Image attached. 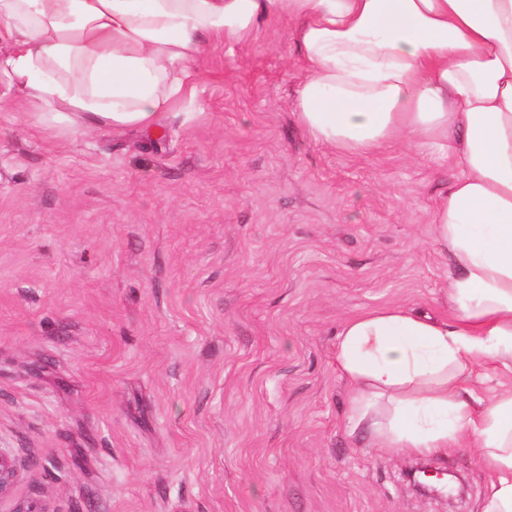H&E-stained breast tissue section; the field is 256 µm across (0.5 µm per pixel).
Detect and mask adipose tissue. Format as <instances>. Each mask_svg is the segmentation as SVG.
<instances>
[{
  "label": "adipose tissue",
  "instance_id": "adipose-tissue-1",
  "mask_svg": "<svg viewBox=\"0 0 512 512\" xmlns=\"http://www.w3.org/2000/svg\"><path fill=\"white\" fill-rule=\"evenodd\" d=\"M272 16L296 24L311 139L430 148L461 170L432 221L457 270L450 316L345 320L350 419L394 452L479 449L480 512H512V387L474 388L488 363L512 372V0H0V76L67 127L150 131L193 97L206 41L246 44Z\"/></svg>",
  "mask_w": 512,
  "mask_h": 512
}]
</instances>
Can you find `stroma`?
Wrapping results in <instances>:
<instances>
[{"label": "stroma", "instance_id": "obj_1", "mask_svg": "<svg viewBox=\"0 0 512 512\" xmlns=\"http://www.w3.org/2000/svg\"><path fill=\"white\" fill-rule=\"evenodd\" d=\"M292 22L207 43L191 104L141 130L43 121L0 77V445L50 512H478L474 448L431 464L350 427L344 320L448 316L431 214L459 170L352 154L295 113ZM406 480L416 490L422 492L426 496H436L442 494L448 489V484L454 481L458 484L457 494L463 493L461 480L457 473L450 470H441L428 464H422L405 472ZM443 485L438 487V485Z\"/></svg>", "mask_w": 512, "mask_h": 512}]
</instances>
